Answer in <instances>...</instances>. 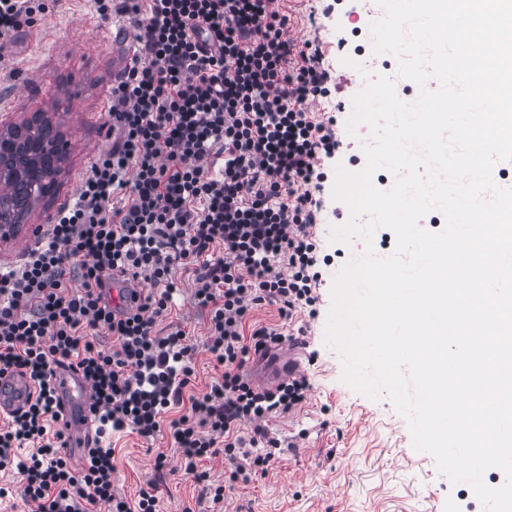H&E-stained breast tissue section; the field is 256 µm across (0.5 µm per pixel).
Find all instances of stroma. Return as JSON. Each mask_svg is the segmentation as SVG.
<instances>
[{
	"label": "stroma",
	"instance_id": "obj_1",
	"mask_svg": "<svg viewBox=\"0 0 512 512\" xmlns=\"http://www.w3.org/2000/svg\"><path fill=\"white\" fill-rule=\"evenodd\" d=\"M290 29L300 40L322 42L325 63L332 73L347 72L352 58L353 29L368 31L374 20L364 0H286ZM121 17L101 22L91 0H54L46 13L23 28L16 43L0 53V126L48 112L68 141V156L58 187L21 225L11 239L0 241V266L22 262L31 246L30 229L46 225L64 202L72 200L97 155L109 144L112 86L122 74L128 47L119 32ZM365 79L355 74L323 108L336 119L342 147L337 163L351 172L366 165L363 141L371 129L349 127L353 99ZM323 210L317 231L322 254L321 298L309 322L306 346L298 357L310 384L308 398L295 414L272 419L271 435L286 448L265 474L236 485L220 503L203 485L181 474H158L156 449H166L172 465L180 455L168 439L146 441L131 432L109 433L104 445L115 450L117 496L135 500L148 482L158 486L161 512H468L470 501L451 494V484L433 458L417 454L406 420L387 395L371 400L354 391L343 379L337 350L325 342V323L336 273L353 250L372 245L381 251V233L371 243L353 238L334 242L330 229L344 225L350 213L323 191ZM182 296L166 317V324L182 325L200 349L195 356L196 391H204L215 370L201 346L206 339V318L192 305V280L181 276Z\"/></svg>",
	"mask_w": 512,
	"mask_h": 512
}]
</instances>
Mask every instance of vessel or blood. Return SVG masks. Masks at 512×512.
Wrapping results in <instances>:
<instances>
[{
	"label": "vessel or blood",
	"instance_id": "1",
	"mask_svg": "<svg viewBox=\"0 0 512 512\" xmlns=\"http://www.w3.org/2000/svg\"><path fill=\"white\" fill-rule=\"evenodd\" d=\"M53 385L67 450L71 453L83 451L93 441L90 409L94 399L91 387L80 372L67 366L56 370ZM31 393L32 385L25 376L18 373L1 375L0 417L24 406Z\"/></svg>",
	"mask_w": 512,
	"mask_h": 512
}]
</instances>
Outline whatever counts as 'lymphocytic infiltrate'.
<instances>
[{"instance_id": "f902f5d3", "label": "lymphocytic infiltrate", "mask_w": 512, "mask_h": 512, "mask_svg": "<svg viewBox=\"0 0 512 512\" xmlns=\"http://www.w3.org/2000/svg\"><path fill=\"white\" fill-rule=\"evenodd\" d=\"M271 2L93 0L101 20L127 19L135 58L112 86L111 144L24 263L0 268V374L34 384L0 427V471L16 476L0 499L16 493L36 512H158L156 484L133 501L114 494L113 448L94 444L77 469L62 455L60 366L90 383L98 434H167L199 484L211 483L204 461L223 460L214 502L276 460L267 423L300 408L309 385L295 376L262 388L246 367L309 333L296 318L320 298L318 194L342 142L334 117L313 107L331 94L322 48L289 38ZM45 9L0 0V51ZM181 270L222 369L199 396L189 334L159 326ZM126 277L152 287L131 312L105 295ZM264 305L280 324L253 322ZM101 334L111 352L98 349Z\"/></svg>"}]
</instances>
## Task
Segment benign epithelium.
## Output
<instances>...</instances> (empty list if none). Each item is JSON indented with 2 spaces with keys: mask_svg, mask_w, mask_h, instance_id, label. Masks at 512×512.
I'll return each mask as SVG.
<instances>
[{
  "mask_svg": "<svg viewBox=\"0 0 512 512\" xmlns=\"http://www.w3.org/2000/svg\"><path fill=\"white\" fill-rule=\"evenodd\" d=\"M65 161L64 136L48 115L0 128V183L25 197L18 206L9 196L0 199L1 238L14 235L38 203L54 192Z\"/></svg>",
  "mask_w": 512,
  "mask_h": 512,
  "instance_id": "1",
  "label": "benign epithelium"
}]
</instances>
